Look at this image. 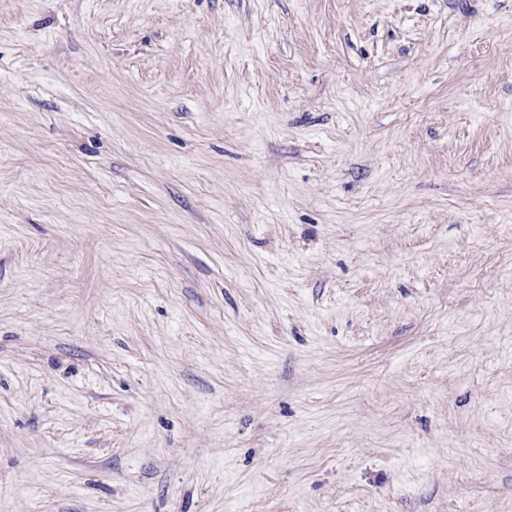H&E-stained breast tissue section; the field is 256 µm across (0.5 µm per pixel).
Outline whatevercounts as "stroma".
<instances>
[{
	"label": "stroma",
	"mask_w": 512,
	"mask_h": 512,
	"mask_svg": "<svg viewBox=\"0 0 512 512\" xmlns=\"http://www.w3.org/2000/svg\"><path fill=\"white\" fill-rule=\"evenodd\" d=\"M0 512H512V0H0Z\"/></svg>",
	"instance_id": "35a3bbf8"
}]
</instances>
